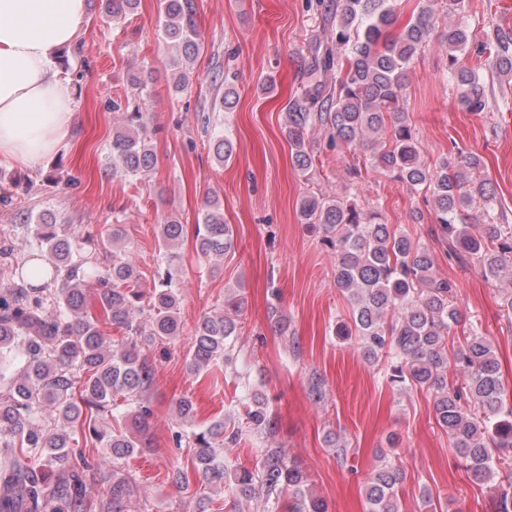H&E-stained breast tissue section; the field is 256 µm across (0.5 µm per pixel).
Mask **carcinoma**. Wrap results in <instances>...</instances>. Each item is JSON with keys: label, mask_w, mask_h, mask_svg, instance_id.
Instances as JSON below:
<instances>
[{"label": "carcinoma", "mask_w": 512, "mask_h": 512, "mask_svg": "<svg viewBox=\"0 0 512 512\" xmlns=\"http://www.w3.org/2000/svg\"><path fill=\"white\" fill-rule=\"evenodd\" d=\"M440 0H417L408 20L398 25L396 0H336V23L315 61L334 84L318 83L305 100L286 112L292 160L303 175L315 159L307 148L308 130L319 124L336 146L371 148L370 164L433 203L435 233L459 245L476 260L485 279L509 278L499 289L500 308L512 316V228L480 224L468 231L472 205L491 203L494 189L478 177L481 157L461 148L434 165L421 160L419 143L404 107L411 65L426 46ZM139 0H100L99 8L118 22L134 12ZM166 41L178 56L169 65L172 89L190 87L183 64L198 54L194 0H159ZM470 44L464 22L448 27V77L456 82L459 105L467 112L488 108L475 72L463 67L459 54ZM493 65L512 79V34L498 29ZM145 114L124 112L123 125L112 133V177L134 180L151 171L155 154L144 136ZM215 158L230 160L231 136L212 133ZM301 223L320 234L335 256L334 282L347 301L351 321L336 326V335L357 337L363 357L385 366L399 392L424 388L433 393L434 418L472 477L491 484L495 512H512V392L501 379L490 338L474 330L456 347L448 336L460 323L456 284L434 274L430 250L383 220L355 194L329 198L305 196ZM39 241L50 276L33 281L26 263L14 262L13 241L0 236V512H127L137 492L136 478L120 464L146 447L152 410L144 399L155 369L147 352L162 348L183 333L181 266L170 253L185 226L174 217L158 225L165 251L156 264L152 291L142 290V273L131 254L118 248L121 225H112V251L101 236L76 239L60 230L50 214L35 218L18 213ZM198 256H222L233 247V230L224 223L218 199L206 197L202 221L193 225ZM240 299L200 318L191 334L186 365L199 375L232 359ZM119 339L108 342L105 330ZM462 378L448 382V374ZM126 409L114 413L117 399ZM177 446L187 444L191 466L202 493L195 512H204L205 489L229 487L240 498L258 493L292 494L294 512H327L325 501L308 488V476L277 451L265 454L261 467H230L224 449L237 445L242 429L222 420L196 424L188 396L175 403ZM245 420L255 432H269L274 420L268 398L255 392ZM103 449L102 457L90 449ZM404 476L391 461L380 459L366 482L367 512H401ZM91 484L105 486L107 499L97 505L87 497Z\"/></svg>", "instance_id": "obj_1"}]
</instances>
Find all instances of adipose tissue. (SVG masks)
I'll return each mask as SVG.
<instances>
[{
    "instance_id": "ef3b65f1",
    "label": "adipose tissue",
    "mask_w": 512,
    "mask_h": 512,
    "mask_svg": "<svg viewBox=\"0 0 512 512\" xmlns=\"http://www.w3.org/2000/svg\"><path fill=\"white\" fill-rule=\"evenodd\" d=\"M86 13L87 0H0V163L35 168L67 146L75 96L57 55Z\"/></svg>"
}]
</instances>
